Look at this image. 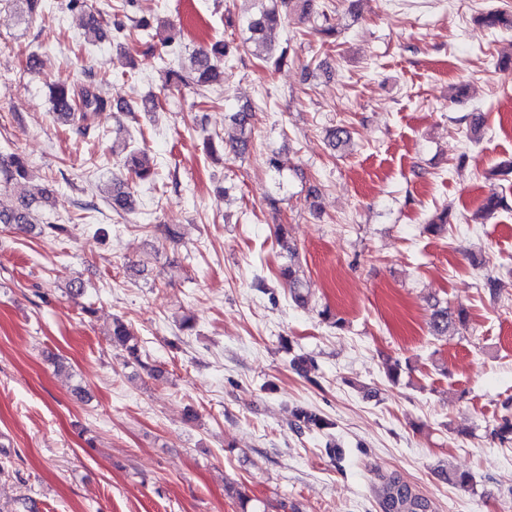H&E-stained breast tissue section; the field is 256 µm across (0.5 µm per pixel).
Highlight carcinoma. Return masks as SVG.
Here are the masks:
<instances>
[{
    "instance_id": "1",
    "label": "carcinoma",
    "mask_w": 512,
    "mask_h": 512,
    "mask_svg": "<svg viewBox=\"0 0 512 512\" xmlns=\"http://www.w3.org/2000/svg\"><path fill=\"white\" fill-rule=\"evenodd\" d=\"M255 7L245 16L243 26L248 36L236 46L223 39H213L200 47L188 58V63L179 70L167 71L165 86L179 89L191 87L198 95H203L206 87L224 82V60L243 51L255 58L268 61L272 58L273 48L267 43L266 33L280 25L285 19L280 7L299 11L309 16L313 12L315 0H272L271 4L263 0H252ZM486 27L495 30H512V12L507 10H491L479 17ZM115 30L126 33V38L135 40L138 35L150 27V22L144 18L132 21L127 26L118 19L114 22ZM52 112L65 123L87 129L89 121L95 116L110 109L111 103L104 96L100 82L91 80L75 86L58 85L51 93ZM126 166L141 182L156 175L147 148L138 145L130 146L126 158ZM26 176V162L20 155H13L9 161L0 164V182L12 184L20 189V208L1 210L0 224H15L19 227L32 223L27 190L22 188L21 179ZM448 209L435 214L426 225V231L439 235L447 230ZM466 320V311L462 307L445 306L433 311L430 318V329L435 336H444L448 328L462 324ZM112 342L125 347L133 357H138L136 345L130 344L133 333L129 325L115 319L112 323ZM296 426L300 429L324 430L330 429L333 423L327 418L300 408L294 413ZM397 505L396 512H432L429 499L417 493L409 484L403 482L394 473L382 476L379 505L382 512H388V507Z\"/></svg>"
}]
</instances>
